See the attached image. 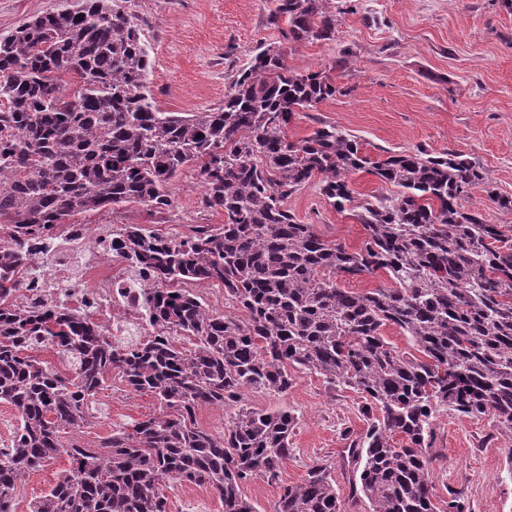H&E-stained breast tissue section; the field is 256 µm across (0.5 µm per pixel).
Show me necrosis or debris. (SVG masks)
<instances>
[{
    "mask_svg": "<svg viewBox=\"0 0 512 512\" xmlns=\"http://www.w3.org/2000/svg\"><path fill=\"white\" fill-rule=\"evenodd\" d=\"M111 224H59L36 241L9 304L27 312L56 306L96 324L115 345L133 348L153 332L141 269L112 249Z\"/></svg>",
    "mask_w": 512,
    "mask_h": 512,
    "instance_id": "necrosis-or-debris-1",
    "label": "necrosis or debris"
}]
</instances>
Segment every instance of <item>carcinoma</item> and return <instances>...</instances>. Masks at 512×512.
<instances>
[{"label": "carcinoma", "instance_id": "cac0c4a2", "mask_svg": "<svg viewBox=\"0 0 512 512\" xmlns=\"http://www.w3.org/2000/svg\"><path fill=\"white\" fill-rule=\"evenodd\" d=\"M267 24L284 42L258 45L215 112H161L152 67L123 0H58L0 36V298L19 286L28 238L78 215L128 203L170 205L169 187L196 164L200 206L224 214L214 229L167 237L138 224L120 246L149 274L154 334L134 349L64 310L24 313L0 303V402L19 413L15 448L0 451V512H13L32 473L61 454L71 463L31 512H167L173 480L209 487L223 512H258L240 485L278 480L296 417L242 408L224 435L198 427L197 410L248 388L282 393L288 369L318 373L363 395L366 432L340 454L350 496L319 462L281 486L272 512H437L430 457L435 413L490 414L512 432V225L463 209L476 190L502 210L474 158L422 147L372 158L333 124L288 139L295 114L345 95L324 73L288 66V50L329 39L331 0H275ZM395 187L359 200L349 176ZM366 231L355 249L301 224L288 198L309 184ZM382 272L391 285L354 293L340 277ZM216 284L241 317L210 309L180 284ZM404 333L423 357L382 336ZM189 338L191 347L172 342ZM51 348L60 372L34 352ZM117 374L160 403L98 451L64 430L86 424L83 401Z\"/></svg>", "mask_w": 512, "mask_h": 512}]
</instances>
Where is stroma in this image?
Returning a JSON list of instances; mask_svg holds the SVG:
<instances>
[{"label":"stroma","mask_w":512,"mask_h":512,"mask_svg":"<svg viewBox=\"0 0 512 512\" xmlns=\"http://www.w3.org/2000/svg\"><path fill=\"white\" fill-rule=\"evenodd\" d=\"M338 14L331 39H310L288 52V64L301 73L322 72L349 95L297 113L288 136L297 140L324 121L358 136L366 152L457 151L488 171L497 192L512 196V0H332ZM150 51L152 97L164 112H205L219 108L238 70L261 43L276 45L279 29L267 26L272 0H126ZM349 52L348 69L337 68ZM201 182L195 164L185 165L170 186L171 204L163 211L129 203L94 215L96 224H140L153 232L181 237L190 227H219L222 214L199 205ZM296 220L323 237L358 246L362 224L336 212L315 185L292 196ZM120 395L111 426L96 421L71 428V436L98 446L114 429L158 414L159 403L112 378ZM363 400L353 389L329 383L322 375L296 372L281 394L243 391L240 403L198 410L200 427L224 433L238 407L287 410L297 418L291 453L278 482L256 478L241 486L259 512H269L281 486L301 483L318 462H336L346 435L365 433ZM434 498L446 508L457 496L469 512H512V432L494 419L438 412L432 446ZM70 463L51 460L33 473L15 498V512H29ZM167 512H222L209 488L171 482Z\"/></svg>","instance_id":"1"}]
</instances>
